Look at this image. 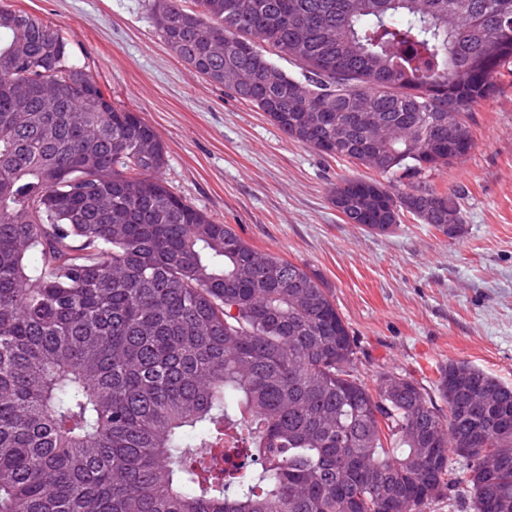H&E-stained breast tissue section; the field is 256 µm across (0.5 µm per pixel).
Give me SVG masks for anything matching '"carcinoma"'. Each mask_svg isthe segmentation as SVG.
<instances>
[{
  "instance_id": "obj_1",
  "label": "carcinoma",
  "mask_w": 512,
  "mask_h": 512,
  "mask_svg": "<svg viewBox=\"0 0 512 512\" xmlns=\"http://www.w3.org/2000/svg\"><path fill=\"white\" fill-rule=\"evenodd\" d=\"M195 4L152 0L180 60L382 174L468 154L469 112L512 76V0ZM164 162L67 38L0 5V512H423L463 482L471 512H512V386L458 361L446 414L407 377L369 390L324 283L183 201ZM332 202L368 231L461 226L452 192L343 178Z\"/></svg>"
}]
</instances>
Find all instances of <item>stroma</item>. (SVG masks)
Instances as JSON below:
<instances>
[{
	"mask_svg": "<svg viewBox=\"0 0 512 512\" xmlns=\"http://www.w3.org/2000/svg\"><path fill=\"white\" fill-rule=\"evenodd\" d=\"M6 2L58 29L113 104L155 128L165 150L158 175L174 193L324 282L368 388L382 374L406 375L437 404L451 361L512 385V86L475 106L464 158L381 176L289 139L196 73L159 38L150 0ZM364 176L399 192L457 193L459 233L410 217L386 233L346 223L331 191Z\"/></svg>",
	"mask_w": 512,
	"mask_h": 512,
	"instance_id": "35a3bbf8",
	"label": "stroma"
}]
</instances>
